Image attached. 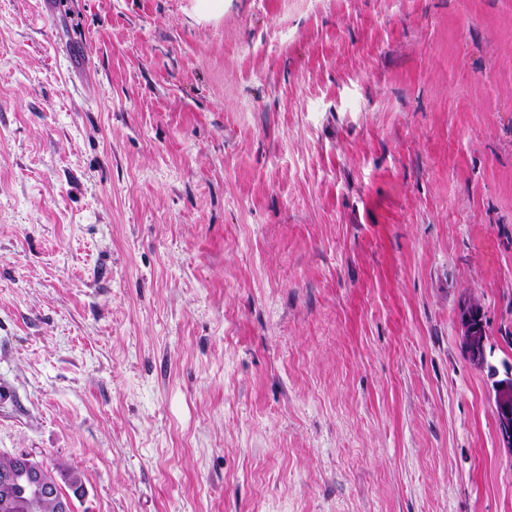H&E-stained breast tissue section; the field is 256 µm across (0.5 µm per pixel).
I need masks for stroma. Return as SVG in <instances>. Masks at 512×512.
<instances>
[{
  "label": "stroma",
  "instance_id": "stroma-1",
  "mask_svg": "<svg viewBox=\"0 0 512 512\" xmlns=\"http://www.w3.org/2000/svg\"><path fill=\"white\" fill-rule=\"evenodd\" d=\"M512 0H0V456L75 512H512ZM482 319L483 313L476 304L466 307L461 314L463 341L474 350L473 364L484 370L487 366V354L482 342L479 343L478 339ZM465 343H463V351L470 360L471 350ZM493 380L495 382L492 383L491 389L499 440L503 448L512 450V364H502V372L497 368Z\"/></svg>",
  "mask_w": 512,
  "mask_h": 512
}]
</instances>
